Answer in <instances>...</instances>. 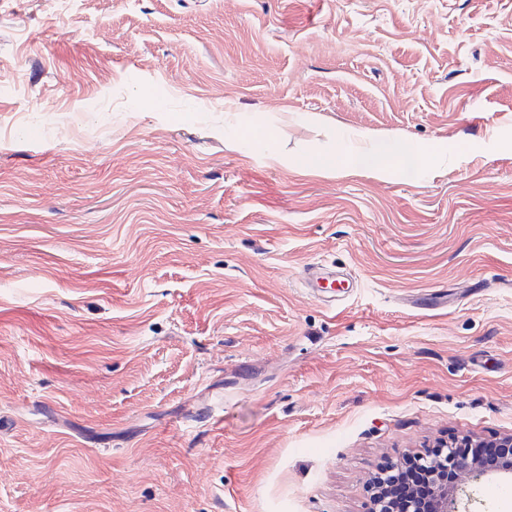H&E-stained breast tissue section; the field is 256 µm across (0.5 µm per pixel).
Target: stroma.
<instances>
[{
	"instance_id": "stroma-1",
	"label": "stroma",
	"mask_w": 512,
	"mask_h": 512,
	"mask_svg": "<svg viewBox=\"0 0 512 512\" xmlns=\"http://www.w3.org/2000/svg\"><path fill=\"white\" fill-rule=\"evenodd\" d=\"M507 434L512 0H0V512H370ZM423 160L422 153L409 142L397 139L392 144L377 148L374 152L360 155L355 164L383 178L394 167H412Z\"/></svg>"
}]
</instances>
